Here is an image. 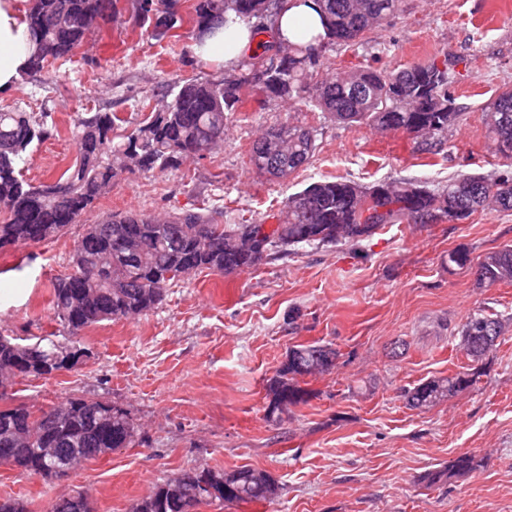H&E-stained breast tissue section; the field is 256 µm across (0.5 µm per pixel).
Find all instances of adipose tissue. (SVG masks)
<instances>
[{"label":"adipose tissue","instance_id":"1","mask_svg":"<svg viewBox=\"0 0 512 512\" xmlns=\"http://www.w3.org/2000/svg\"><path fill=\"white\" fill-rule=\"evenodd\" d=\"M27 3L28 0H0V93L14 88L27 72L36 50L24 21ZM322 32L315 0H290L287 9L278 12L272 26L274 39L282 42H307ZM194 49L202 61L233 69L256 54L259 44L247 25L218 23L198 37Z\"/></svg>","mask_w":512,"mask_h":512}]
</instances>
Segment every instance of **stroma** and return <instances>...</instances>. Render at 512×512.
I'll list each match as a JSON object with an SVG mask.
<instances>
[{"label": "stroma", "mask_w": 512, "mask_h": 512, "mask_svg": "<svg viewBox=\"0 0 512 512\" xmlns=\"http://www.w3.org/2000/svg\"><path fill=\"white\" fill-rule=\"evenodd\" d=\"M131 3L117 0L112 19L69 60L22 76L0 95V108L47 112L62 127L96 109L137 123L167 84L217 75L194 53L196 0H176L184 23L163 41L148 36ZM433 58L453 61L448 92L462 108L437 150L420 137L339 123L307 101L259 92L232 116L218 151L173 170L122 175L62 235L0 251V336L31 344L52 334L83 351L71 369L16 380L6 404L46 409L98 399L128 410L145 437L61 477L0 465V499L49 512L81 494L93 512H133L174 474L247 465L275 479L273 500L209 502L195 512H512V283L486 288L470 271L448 267L459 247L477 261L512 246V211L389 224L369 240L299 245L232 275L198 272L168 288L148 314L76 337L60 332L50 302L52 282L71 271L76 241L108 212L201 207L236 224L277 213L324 176L432 189L457 174L505 170L484 109L512 85V0H403L399 14L355 45L320 48L317 69L396 71ZM286 123L313 128L316 151L305 169L270 180L252 168L249 151L260 131ZM76 151L66 135L33 145L25 178L53 181ZM481 311L503 319L481 361L484 374L432 407L409 408L404 389L468 366L460 332ZM314 342L336 349L334 369L306 377L308 402L267 421L269 379L289 349ZM462 455L474 458V471L428 485L429 472Z\"/></svg>", "instance_id": "obj_1"}]
</instances>
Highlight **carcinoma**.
<instances>
[{"mask_svg": "<svg viewBox=\"0 0 512 512\" xmlns=\"http://www.w3.org/2000/svg\"><path fill=\"white\" fill-rule=\"evenodd\" d=\"M287 0H197L198 32L219 18L224 25L261 20L269 9ZM325 37L320 44H351L401 11L402 0H319ZM114 0H32L26 21L37 50L30 72L64 59L86 43L101 21L112 16ZM140 21L155 40L173 36L183 16L171 0H136ZM318 47L307 43H271L264 54L239 67L205 79L179 80L159 92L161 99L135 128L118 112L78 113L67 128L77 155L59 178L35 185L21 163L35 142L61 136L48 113L0 108V250L36 244L61 234L96 207L118 177L114 159L121 156L143 172L179 168L191 157H204L224 140L233 113L255 90L280 99H304L334 120L370 124L382 129L413 128L432 144L443 143L460 107L448 96L451 64L433 60L399 71L368 69L314 77ZM488 137L496 151L512 158V86L500 91L485 109ZM315 151L311 130L282 125L264 131L250 150L249 162L261 174L283 178L308 165ZM512 211V176L461 175L431 190L411 181L363 186L345 178H323L288 196L279 224L257 245L245 234L252 223L221 224L216 213L200 209L164 216L124 211L103 215L87 225L77 241L72 272L52 283L51 303L59 325L74 336L104 321L144 315L157 308L178 275L209 270L227 275L254 268L275 253L299 244L325 245L362 241L387 224L404 220L426 223L439 218L460 221L478 209ZM448 265L475 271L478 284L492 287L512 282V247L506 246L475 262L463 248L448 251ZM502 322L476 313L463 325L459 348L473 362L497 343ZM81 350L63 347L45 336L22 345L0 336V385L17 377H46L72 368ZM338 352L312 343L289 350L287 361L269 380L266 417L277 421L290 406L308 401L299 384L306 376L332 370ZM477 373L468 368L452 376L421 382L404 391L407 405L422 409L470 388ZM141 442L139 426L118 406L71 398L47 410L25 404L0 407V464L31 474L56 476L43 451L58 457L78 454L96 459L114 448ZM475 469L464 455L428 473L431 485ZM224 478L217 495L207 485ZM194 504L217 500L233 504L266 501L278 485L265 471L241 466L218 473L185 471L156 486L134 512H182L187 493Z\"/></svg>", "mask_w": 512, "mask_h": 512, "instance_id": "carcinoma-1", "label": "carcinoma"}]
</instances>
